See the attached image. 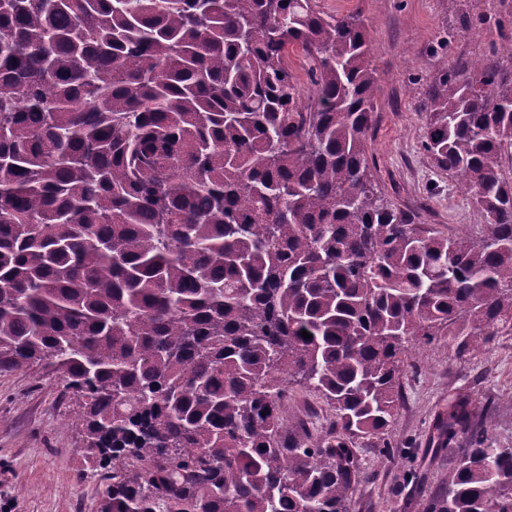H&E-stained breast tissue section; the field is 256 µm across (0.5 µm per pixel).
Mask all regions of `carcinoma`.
I'll use <instances>...</instances> for the list:
<instances>
[{
	"label": "carcinoma",
	"instance_id": "1",
	"mask_svg": "<svg viewBox=\"0 0 512 512\" xmlns=\"http://www.w3.org/2000/svg\"><path fill=\"white\" fill-rule=\"evenodd\" d=\"M371 51L316 0H0V374L42 365L76 399L98 512H349L405 344L512 328V37L423 93L478 241L382 195ZM291 384L333 411L315 436ZM470 405L423 512H512V448ZM290 66L301 86V100L306 103L314 95V87L307 74L308 65L301 54L295 52L290 56Z\"/></svg>",
	"mask_w": 512,
	"mask_h": 512
}]
</instances>
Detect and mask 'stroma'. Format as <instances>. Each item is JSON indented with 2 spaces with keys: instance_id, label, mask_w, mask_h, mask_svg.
Instances as JSON below:
<instances>
[{
  "instance_id": "stroma-1",
  "label": "stroma",
  "mask_w": 512,
  "mask_h": 512,
  "mask_svg": "<svg viewBox=\"0 0 512 512\" xmlns=\"http://www.w3.org/2000/svg\"><path fill=\"white\" fill-rule=\"evenodd\" d=\"M332 15L360 13L374 47L376 110L368 150L374 178L388 201L448 237L479 239L484 222L455 178L421 149L423 92L442 57L479 52L511 24H499L493 0H318ZM485 24L468 31L470 14ZM403 398L385 438L357 442L367 478L349 512H422V504L453 466L434 452L435 425L456 394L476 405V426L497 448L512 447V334L460 354L451 338L410 342L400 378ZM286 415L309 430L325 427L331 408L319 396L290 386ZM74 406L62 386L29 369L0 375V512H98L99 475L82 472ZM388 441L389 453L379 449Z\"/></svg>"
}]
</instances>
